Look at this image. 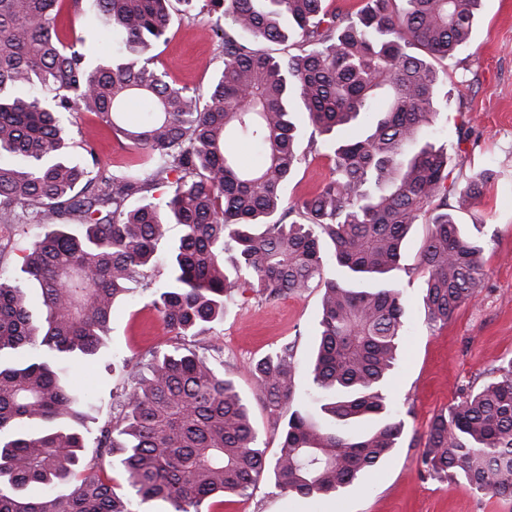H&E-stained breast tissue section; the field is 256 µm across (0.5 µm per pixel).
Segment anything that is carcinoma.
I'll return each mask as SVG.
<instances>
[{
  "label": "carcinoma",
  "mask_w": 512,
  "mask_h": 512,
  "mask_svg": "<svg viewBox=\"0 0 512 512\" xmlns=\"http://www.w3.org/2000/svg\"><path fill=\"white\" fill-rule=\"evenodd\" d=\"M79 2L0 0V226L50 227L21 249L24 280L0 267V352L15 353L0 365V512H131L105 455L133 496L174 512L263 475L299 501L340 497L404 434L384 388L405 334L390 273L413 226H430L420 246L428 323H447L485 275L482 242L455 211L484 195L493 171L450 177L471 128L434 143L433 106L435 63L469 42L481 0H365L331 13L324 0H209L224 68L204 103L146 55L167 39L171 0H96L118 52L94 65L86 37H62ZM257 41L285 49L262 52ZM132 99L144 105L136 122ZM71 112L112 126L143 158L112 171L69 163ZM302 124L328 152L331 176L285 207ZM159 188L162 208L147 198ZM134 195L142 202L130 209ZM172 224L181 235L160 256ZM159 264L165 278L154 285ZM139 283L177 336L211 329L241 288L272 299L321 286L308 375L327 394L326 419L292 408V346L251 364L262 402L290 407L270 457L233 381L176 348L145 372L123 359L134 378L122 412L86 455L87 397L71 363L95 358L114 305ZM496 373L434 416L422 471L512 499V358Z\"/></svg>",
  "instance_id": "cac0c4a2"
}]
</instances>
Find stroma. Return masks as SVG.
Wrapping results in <instances>:
<instances>
[{"instance_id": "35a3bbf8", "label": "stroma", "mask_w": 512, "mask_h": 512, "mask_svg": "<svg viewBox=\"0 0 512 512\" xmlns=\"http://www.w3.org/2000/svg\"><path fill=\"white\" fill-rule=\"evenodd\" d=\"M168 42L150 48L158 67L172 80L207 99L224 66L219 38L206 14L186 10L172 0ZM441 93L437 126L454 133L467 123L473 134L464 143L463 174L496 170L490 192L474 206L460 210L465 226H478L484 241L485 277L476 298L457 309L447 324L424 321L425 277L419 269V247L429 227L412 230L400 270L392 275L406 301L407 333L388 376L391 409L405 421L398 448L358 487L341 499L312 505L292 502L268 477L241 495L208 499L199 512H512V500L473 490L463 480L439 481L422 475L421 458L433 416L459 402L466 393L495 376L512 357V0H482L470 42L457 54L455 67L440 66ZM71 163L98 161L109 170L136 160L139 151L93 116L73 117L67 126ZM311 130L301 127L302 161L284 186V202L303 199L323 186L332 163L310 146ZM321 288L267 300L245 292L224 311L223 319L199 336H162L163 324L148 309V290L139 288L112 312L107 346L92 364L74 366L75 381L90 396L87 413L95 424L117 414L120 395L131 378L118 362L132 353L146 356L176 343L204 352L224 364V374L250 398L251 419L269 453L278 449L282 415L255 399L252 362L292 344L295 362L307 367L321 315Z\"/></svg>"}]
</instances>
